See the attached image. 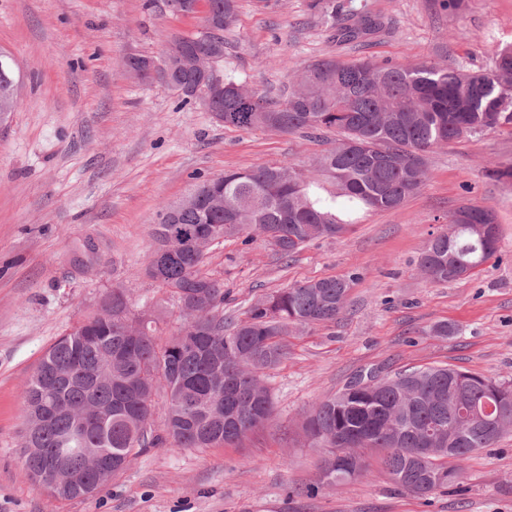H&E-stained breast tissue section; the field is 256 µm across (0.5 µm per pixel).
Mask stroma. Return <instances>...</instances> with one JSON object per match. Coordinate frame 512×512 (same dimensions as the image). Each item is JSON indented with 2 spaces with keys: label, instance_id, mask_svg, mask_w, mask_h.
Segmentation results:
<instances>
[{
  "label": "stroma",
  "instance_id": "stroma-1",
  "mask_svg": "<svg viewBox=\"0 0 512 512\" xmlns=\"http://www.w3.org/2000/svg\"><path fill=\"white\" fill-rule=\"evenodd\" d=\"M310 2L238 0L221 73L277 96L292 85L296 60L480 70L512 46V0H468L458 15L441 0H330L384 21V31L352 43L334 41ZM200 24L147 0H0V49L24 75L0 124V512H512V428L471 455L455 486L426 498L396 486L373 452L356 479L307 495L321 451L296 441L313 405L362 370L447 365L512 381V182L485 175L512 166L508 127L435 148L418 194L290 259L259 236L210 249L203 270L223 280L224 312L238 318L298 282L349 283L335 324L290 336L288 359L266 379L274 414L263 429L216 448L146 449L88 498L51 497L30 478L23 392L50 345L116 285L133 313L157 317V341L181 324L176 301L145 273L162 209L202 179L267 163L308 169L331 146L219 124L167 87L127 75L126 56L160 55ZM463 203L494 210L498 251L476 275L430 282L420 255ZM440 322L456 335H430Z\"/></svg>",
  "mask_w": 512,
  "mask_h": 512
}]
</instances>
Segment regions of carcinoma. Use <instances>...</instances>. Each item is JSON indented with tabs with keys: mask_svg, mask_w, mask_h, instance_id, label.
I'll use <instances>...</instances> for the list:
<instances>
[{
	"mask_svg": "<svg viewBox=\"0 0 512 512\" xmlns=\"http://www.w3.org/2000/svg\"><path fill=\"white\" fill-rule=\"evenodd\" d=\"M220 26L179 43L180 57L131 55L129 72L158 62L185 90L204 77L189 66L198 54L224 61V34L238 21L236 0H202ZM343 42L373 35L383 22L365 13L333 16ZM288 95L270 99L231 75L224 76V124L281 133L336 132V145L307 175L291 165L228 170L206 179L208 189L153 230L148 267L181 305L183 321L165 344L155 342L157 319L134 315L123 288L105 296L101 309L56 340L24 390V465L31 479L61 499L86 497L103 482L97 461L112 460L110 475L125 468L137 449L214 448L240 442L273 414L268 372L289 351V328L336 322L348 282L326 278L294 284L250 304L245 317H224V282L202 272L206 253L231 238L259 235L282 258L309 242L351 232L363 214L395 209L429 177L432 149L485 131L512 127V54L497 52L492 68L467 72L439 63L403 66L325 57L302 62ZM20 74L0 50V121L15 110ZM348 140L360 143L345 149ZM473 222L432 237L419 265L432 282L460 279L456 269L484 265L498 251L499 228L491 210L473 206ZM343 389L319 401L303 431L324 450L319 483L338 487L357 478L354 457L376 450L399 487L426 497L459 479L475 451L492 447L512 426V382L445 366L398 372L373 386ZM167 394L162 432L147 430L158 389ZM89 406L83 450L59 448L76 417ZM424 446L431 452L415 456Z\"/></svg>",
	"mask_w": 512,
	"mask_h": 512,
	"instance_id": "1",
	"label": "carcinoma"
}]
</instances>
